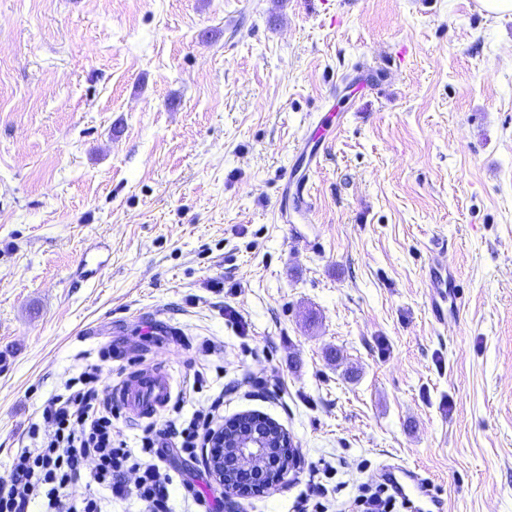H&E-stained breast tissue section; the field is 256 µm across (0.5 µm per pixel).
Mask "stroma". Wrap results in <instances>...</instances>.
<instances>
[{
    "label": "stroma",
    "instance_id": "stroma-1",
    "mask_svg": "<svg viewBox=\"0 0 512 512\" xmlns=\"http://www.w3.org/2000/svg\"><path fill=\"white\" fill-rule=\"evenodd\" d=\"M389 73L352 88L371 66ZM343 116L309 216L280 176ZM465 291L437 323L429 267ZM237 319H230L228 309ZM210 338L211 351L199 349ZM105 345L174 392L220 365L224 419L293 469L234 512H352L386 464L445 512H512V17L477 0H0V478ZM268 377L283 394H249Z\"/></svg>",
    "mask_w": 512,
    "mask_h": 512
}]
</instances>
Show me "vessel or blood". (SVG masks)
Listing matches in <instances>:
<instances>
[{"label": "vessel or blood", "instance_id": "1", "mask_svg": "<svg viewBox=\"0 0 512 512\" xmlns=\"http://www.w3.org/2000/svg\"><path fill=\"white\" fill-rule=\"evenodd\" d=\"M325 124H318L312 136L303 138L297 145L299 158L308 173L315 171L325 151ZM315 207L307 176L286 171L282 177L280 212L294 210L308 215ZM440 265H432L429 271L431 286V312L437 322L443 323L451 312L460 311L463 293L455 282L441 284ZM114 404L136 418H152L165 408L172 398V385L167 372L158 367H144L126 382L110 387ZM385 477L393 484L401 500L410 512H444L443 501L436 496L426 479L409 467L397 466L385 469Z\"/></svg>", "mask_w": 512, "mask_h": 512}]
</instances>
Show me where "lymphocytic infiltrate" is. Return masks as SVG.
<instances>
[{
  "label": "lymphocytic infiltrate",
  "mask_w": 512,
  "mask_h": 512,
  "mask_svg": "<svg viewBox=\"0 0 512 512\" xmlns=\"http://www.w3.org/2000/svg\"><path fill=\"white\" fill-rule=\"evenodd\" d=\"M111 348L99 350L43 402L0 479V512H105L107 504L136 500L142 512H174L173 494L204 512H224L223 497L207 500L190 480L195 459L224 428V396L212 395L191 413L174 406L145 427L136 447L114 437L118 409L108 393Z\"/></svg>",
  "instance_id": "lymphocytic-infiltrate-1"
}]
</instances>
